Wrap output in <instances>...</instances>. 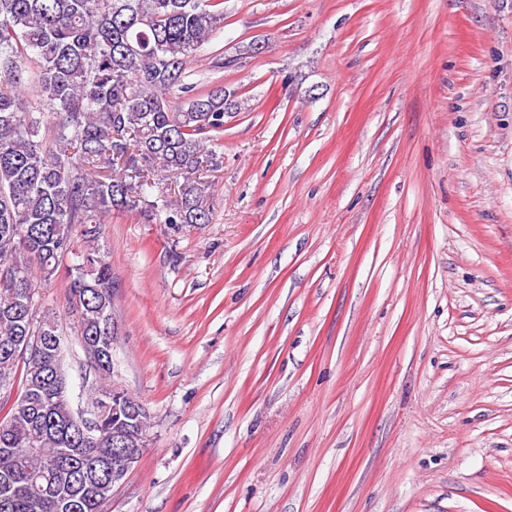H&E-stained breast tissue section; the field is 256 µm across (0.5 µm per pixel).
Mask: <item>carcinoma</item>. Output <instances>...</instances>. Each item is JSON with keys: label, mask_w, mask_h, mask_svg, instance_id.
Wrapping results in <instances>:
<instances>
[{"label": "carcinoma", "mask_w": 512, "mask_h": 512, "mask_svg": "<svg viewBox=\"0 0 512 512\" xmlns=\"http://www.w3.org/2000/svg\"><path fill=\"white\" fill-rule=\"evenodd\" d=\"M224 28V0H0V381H21L19 401L0 402V512H96L98 487L76 476L112 457V433L147 430L107 412L80 442L58 381L36 378L11 344L35 332L48 365L64 352L59 315L34 318L35 279L68 256V303L77 335L106 343L112 264L99 241L112 215L208 224V185L218 164L209 133L248 99L215 84L185 82L198 49ZM183 177L178 197L156 191L160 172Z\"/></svg>", "instance_id": "obj_1"}]
</instances>
